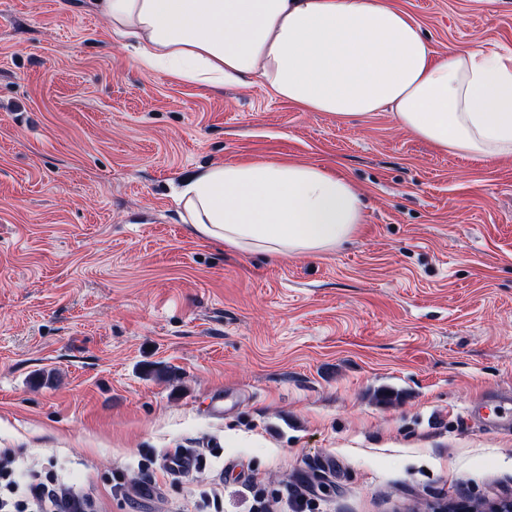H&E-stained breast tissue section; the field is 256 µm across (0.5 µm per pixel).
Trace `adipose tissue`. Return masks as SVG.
<instances>
[{
	"instance_id": "ef3b65f1",
	"label": "adipose tissue",
	"mask_w": 512,
	"mask_h": 512,
	"mask_svg": "<svg viewBox=\"0 0 512 512\" xmlns=\"http://www.w3.org/2000/svg\"><path fill=\"white\" fill-rule=\"evenodd\" d=\"M139 70L215 89L253 79L306 112H394L442 152L512 157V55L435 54L385 0H92ZM180 201L193 235L288 256L332 250L364 203L342 176L292 161L195 174Z\"/></svg>"
}]
</instances>
